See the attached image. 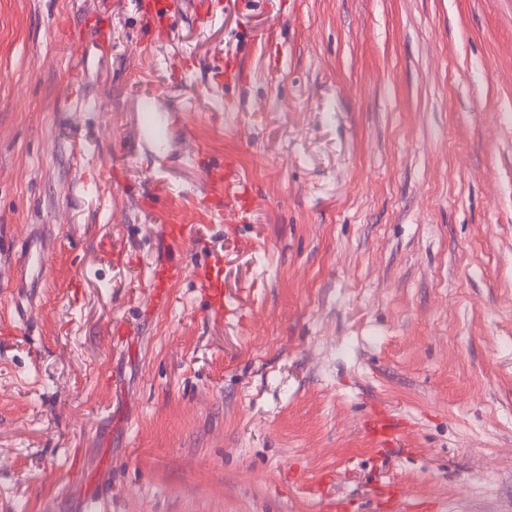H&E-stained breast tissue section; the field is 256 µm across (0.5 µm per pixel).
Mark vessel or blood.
<instances>
[{
  "label": "vessel or blood",
  "instance_id": "obj_1",
  "mask_svg": "<svg viewBox=\"0 0 512 512\" xmlns=\"http://www.w3.org/2000/svg\"><path fill=\"white\" fill-rule=\"evenodd\" d=\"M184 4L185 0H142L141 17L145 24L150 25L154 21L168 19L181 11ZM133 121L138 140L151 145H159L167 139L175 125H181L182 115L178 112L159 111L155 97L146 96L138 100ZM205 181L212 198L223 204L224 218L228 223L239 222L242 214L251 208L253 204L251 191L241 179L234 158H225L223 162L206 168ZM20 250L25 255L26 278L30 280L31 284L40 283L44 272L43 246L35 241L26 240L21 243ZM186 275L191 276L198 288L208 296L215 313L223 314L224 266L221 258L218 257L190 270L185 269L175 258L154 267L150 275L149 301L151 305L156 308L163 305L169 285ZM395 434L394 421L383 412L378 413L368 427V436L372 444L380 449L391 446Z\"/></svg>",
  "mask_w": 512,
  "mask_h": 512
}]
</instances>
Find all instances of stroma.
Returning a JSON list of instances; mask_svg holds the SVG:
<instances>
[{
	"label": "stroma",
	"instance_id": "1",
	"mask_svg": "<svg viewBox=\"0 0 512 512\" xmlns=\"http://www.w3.org/2000/svg\"><path fill=\"white\" fill-rule=\"evenodd\" d=\"M138 3L0 0V319L46 245L0 334V512H379L390 482L512 512V0H209L163 40ZM145 94L187 101L193 141L138 143ZM228 155L237 224L202 203ZM175 251L223 255L221 320L188 277L149 309ZM205 181L216 203L224 202V220L230 224L240 222L242 214L252 207L253 198L239 175L236 160L225 157L223 162L207 167ZM20 253H25L24 281L26 282L28 278L30 286L34 287V285L42 282L44 248L42 244H38L34 240H25L20 245ZM396 430L394 421L385 412H379L368 427V436L375 447L385 449L394 442Z\"/></svg>",
	"mask_w": 512,
	"mask_h": 512
}]
</instances>
